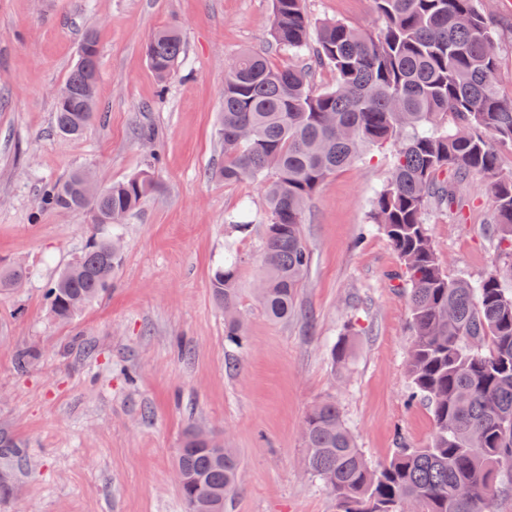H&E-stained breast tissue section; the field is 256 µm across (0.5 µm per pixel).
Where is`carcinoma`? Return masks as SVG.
I'll return each instance as SVG.
<instances>
[{
	"mask_svg": "<svg viewBox=\"0 0 512 512\" xmlns=\"http://www.w3.org/2000/svg\"><path fill=\"white\" fill-rule=\"evenodd\" d=\"M271 37L296 63L276 68L243 52L224 76L219 135L226 184L252 180L264 187L270 219L256 289L273 322L295 313L310 262L302 235L306 209L323 183L369 150L396 145L390 175L372 202L374 223L403 264L412 336L408 370L412 396L433 417L431 441L405 444L384 464L364 458L332 399L305 416L303 442L310 472L331 491L336 512H495L497 476L512 470V172L499 167L497 145L512 146V102L495 81L494 20L474 0H373L384 23L378 35L340 20L312 24L304 0H271ZM161 80L183 54L180 34L158 30L146 49ZM99 50L84 37L66 83L73 94L56 101V130L83 135L96 117ZM328 68L331 87L315 91L314 73ZM483 176L495 197L500 232L498 264L477 283L450 278L425 215L458 204V190ZM88 173L76 171L44 188L38 208L66 210L90 224L80 257L43 290L52 318L70 324L98 299L122 262L111 229L140 207L157 183L148 171L105 186L88 198ZM242 258L230 255L211 279L224 310V340L241 347L238 311ZM28 278L22 266L0 270V290ZM197 427L182 436L176 468L186 512H224L236 490L240 458L232 448H208Z\"/></svg>",
	"mask_w": 512,
	"mask_h": 512,
	"instance_id": "cac0c4a2",
	"label": "carcinoma"
}]
</instances>
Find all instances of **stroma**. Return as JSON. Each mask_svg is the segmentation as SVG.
Wrapping results in <instances>:
<instances>
[{
	"label": "stroma",
	"mask_w": 512,
	"mask_h": 512,
	"mask_svg": "<svg viewBox=\"0 0 512 512\" xmlns=\"http://www.w3.org/2000/svg\"><path fill=\"white\" fill-rule=\"evenodd\" d=\"M498 29L497 87L512 100V0H483ZM313 22L383 29L371 0H305ZM271 0H0V267L25 266L23 288L0 293V436L21 443L0 459L10 476L0 512H184L175 464L187 426L208 428L241 460L224 512H336L306 469L304 417L336 400L366 460L433 432L429 407L409 402L412 336L401 262L374 224L390 148L326 180L302 226L311 267L293 317L267 319L254 288L265 193L224 184L218 134L224 75L241 52L290 63L269 34ZM177 28L184 52L158 81L146 60L155 31ZM100 50L98 114L82 137L58 134L56 95L86 32ZM107 185L151 170L159 189L115 233L123 262L105 295L67 327L43 301L46 284L83 251L84 217L37 209L44 185L73 170ZM456 214H430L449 276L483 278L498 258L486 180L462 188ZM248 211V231L232 227ZM245 259L239 307L246 343L224 341L211 277L228 254ZM346 340L349 359L332 349ZM33 359L18 369V352Z\"/></svg>",
	"instance_id": "obj_1"
}]
</instances>
